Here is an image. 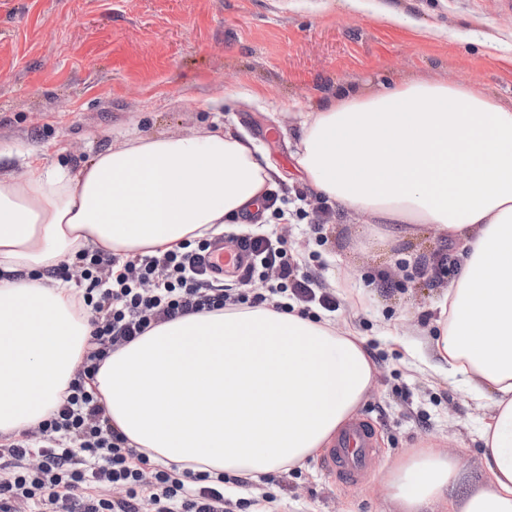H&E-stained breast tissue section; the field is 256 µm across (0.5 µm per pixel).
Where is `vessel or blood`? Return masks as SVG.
Returning a JSON list of instances; mask_svg holds the SVG:
<instances>
[{
    "instance_id": "obj_1",
    "label": "vessel or blood",
    "mask_w": 512,
    "mask_h": 512,
    "mask_svg": "<svg viewBox=\"0 0 512 512\" xmlns=\"http://www.w3.org/2000/svg\"><path fill=\"white\" fill-rule=\"evenodd\" d=\"M209 263L216 275L232 277L245 265L246 258L235 246L222 241L212 248ZM374 452L375 441L370 427L365 421L355 420L329 449L324 465L339 481L351 486L363 476L364 466Z\"/></svg>"
}]
</instances>
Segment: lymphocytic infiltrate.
Instances as JSON below:
<instances>
[{"instance_id": "lymphocytic-infiltrate-1", "label": "lymphocytic infiltrate", "mask_w": 512, "mask_h": 512, "mask_svg": "<svg viewBox=\"0 0 512 512\" xmlns=\"http://www.w3.org/2000/svg\"><path fill=\"white\" fill-rule=\"evenodd\" d=\"M234 243L252 258L250 269L235 279V293L209 275L204 264L211 244L207 238L152 257L128 258L97 249L80 254L93 348L51 416L6 448L8 460L0 464V512H21L30 503L38 512H140L146 496L154 512H229L223 487L209 485L208 475L193 473L184 482L168 471L148 469L147 458L113 427L89 382L112 351L159 324L263 303V296L245 291L259 267L278 275V309L293 301L335 310V298L316 294L309 277L299 274L286 250L268 236L245 232ZM34 453L42 461L27 468L25 461ZM101 485L117 489L118 497L98 496Z\"/></svg>"}]
</instances>
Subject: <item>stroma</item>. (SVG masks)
Here are the masks:
<instances>
[{"mask_svg": "<svg viewBox=\"0 0 512 512\" xmlns=\"http://www.w3.org/2000/svg\"><path fill=\"white\" fill-rule=\"evenodd\" d=\"M401 16L388 22L385 12ZM428 27L444 29L427 39ZM455 39H448V32ZM493 39L500 51L487 54ZM474 76L512 104V7L503 0H0V170L22 174L30 156L76 169L113 141L183 135L236 122L283 175L274 189L284 239L316 291L336 297L334 328L354 327L375 365L358 409L378 453L357 485L320 457L263 480L275 512H397L377 489L386 459L433 442L453 453L464 481L479 480L484 409L460 382L416 368L402 348L426 328L458 269L456 244L410 238L391 252L375 227L341 224L303 182L291 156L293 113L342 90ZM219 111L207 101L223 90Z\"/></svg>", "mask_w": 512, "mask_h": 512, "instance_id": "1", "label": "stroma"}]
</instances>
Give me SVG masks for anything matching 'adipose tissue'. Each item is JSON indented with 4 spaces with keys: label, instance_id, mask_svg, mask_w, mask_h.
I'll return each mask as SVG.
<instances>
[{
    "label": "adipose tissue",
    "instance_id": "ef3b65f1",
    "mask_svg": "<svg viewBox=\"0 0 512 512\" xmlns=\"http://www.w3.org/2000/svg\"><path fill=\"white\" fill-rule=\"evenodd\" d=\"M293 118L297 169L343 221L383 225L390 244L425 228L463 259L406 353L487 406L483 479L450 496L461 469L425 446L387 463L379 495L399 512H512V106L475 82H413L342 91ZM278 175L229 124L132 135L75 172L34 159L0 175V434L48 418L90 348L80 292L51 274L61 258L158 256L221 234ZM374 373L356 331L265 302L161 324L112 352L91 384L150 461L177 478L242 479L233 493L245 498L328 447Z\"/></svg>",
    "mask_w": 512,
    "mask_h": 512
}]
</instances>
